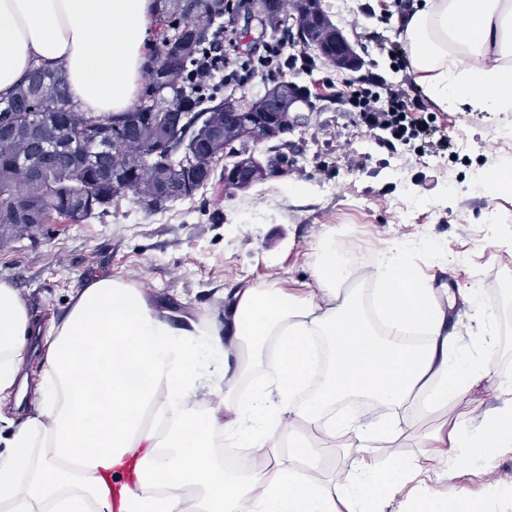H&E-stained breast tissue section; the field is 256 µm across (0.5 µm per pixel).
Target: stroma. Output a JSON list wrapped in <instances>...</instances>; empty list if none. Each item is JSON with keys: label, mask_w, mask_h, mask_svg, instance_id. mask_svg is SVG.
<instances>
[{"label": "stroma", "mask_w": 512, "mask_h": 512, "mask_svg": "<svg viewBox=\"0 0 512 512\" xmlns=\"http://www.w3.org/2000/svg\"><path fill=\"white\" fill-rule=\"evenodd\" d=\"M323 7L362 57L361 72L401 80L369 39L394 36L388 20L394 0H323ZM358 73L323 58L315 69L288 73L308 89L314 115L308 126L284 135L291 159L286 174L229 198L218 163L194 196L154 212L128 196L78 223L57 217L24 231L0 227V279L18 288L44 326L64 315L85 282L105 276L144 288L159 310L220 318L225 294L243 283L271 279L296 288L309 281L312 246L326 229L372 261L392 242H404L418 274L435 284L465 288L484 274L478 307L460 302L448 315L476 363L493 379L512 380V342L501 329L512 320V198H490L483 188L489 171L512 159V140L494 133L501 115L432 105L427 113L451 139V153L393 151L362 133L336 97L335 82ZM354 156L361 166L348 167ZM492 211L504 223H488ZM481 312L495 314L494 332L479 329ZM491 482L512 490L511 451L429 475L415 494L441 496L455 485L480 495Z\"/></svg>", "instance_id": "1"}]
</instances>
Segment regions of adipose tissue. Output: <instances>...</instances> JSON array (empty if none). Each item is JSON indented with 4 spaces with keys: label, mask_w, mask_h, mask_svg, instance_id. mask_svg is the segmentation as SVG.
<instances>
[{
    "label": "adipose tissue",
    "mask_w": 512,
    "mask_h": 512,
    "mask_svg": "<svg viewBox=\"0 0 512 512\" xmlns=\"http://www.w3.org/2000/svg\"><path fill=\"white\" fill-rule=\"evenodd\" d=\"M155 9L154 0H0V96L45 61L62 65L83 110L129 111ZM394 26L436 107L506 113L512 131V0H424ZM408 252L392 244L364 273L323 232L305 288L246 284L220 328L170 319L140 288L103 277L44 332L0 279V403L37 398L32 412L0 420V512H385L421 474L512 448L511 408L444 420L421 435V457L370 464L416 414L488 380L448 328L449 305L476 303V292L434 288ZM364 277L377 287L373 317L357 287ZM37 334L33 373L25 362ZM254 369L255 385L240 393ZM355 397L368 419L341 412ZM219 437L247 449L236 468L217 460ZM337 446L356 469L329 486ZM416 512H512V496L452 486Z\"/></svg>",
    "instance_id": "adipose-tissue-1"
}]
</instances>
